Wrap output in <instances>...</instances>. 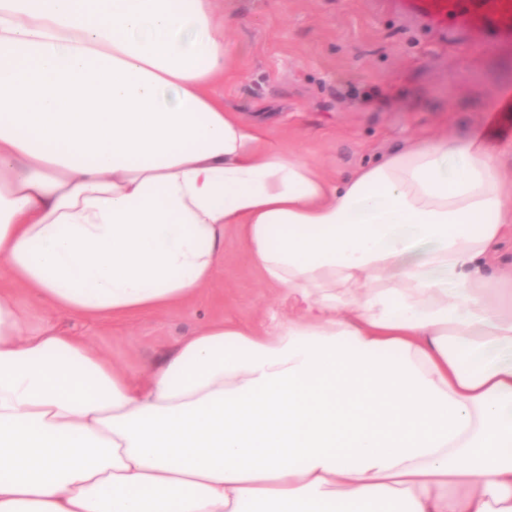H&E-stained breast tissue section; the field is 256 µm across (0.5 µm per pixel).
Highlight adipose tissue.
Wrapping results in <instances>:
<instances>
[{"mask_svg": "<svg viewBox=\"0 0 512 512\" xmlns=\"http://www.w3.org/2000/svg\"><path fill=\"white\" fill-rule=\"evenodd\" d=\"M215 0H0V269L89 320L238 227L295 313L141 382L0 289V512H512V184L481 129L338 180L220 92Z\"/></svg>", "mask_w": 512, "mask_h": 512, "instance_id": "obj_1", "label": "adipose tissue"}]
</instances>
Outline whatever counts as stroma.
Masks as SVG:
<instances>
[{
    "label": "stroma",
    "mask_w": 512,
    "mask_h": 512,
    "mask_svg": "<svg viewBox=\"0 0 512 512\" xmlns=\"http://www.w3.org/2000/svg\"><path fill=\"white\" fill-rule=\"evenodd\" d=\"M217 13L235 52L224 104L262 125L275 148L344 178L404 147L489 126L512 182V39L451 40L381 0H218ZM7 287L29 330L51 323L84 337L134 380L208 323L259 329L294 309L287 290L247 261L234 226L213 280L179 308L88 321L39 304L0 272Z\"/></svg>",
    "instance_id": "obj_1"
}]
</instances>
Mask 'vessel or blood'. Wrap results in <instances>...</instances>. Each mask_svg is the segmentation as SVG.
<instances>
[{
	"label": "vessel or blood",
	"instance_id": "b4317fda",
	"mask_svg": "<svg viewBox=\"0 0 512 512\" xmlns=\"http://www.w3.org/2000/svg\"><path fill=\"white\" fill-rule=\"evenodd\" d=\"M401 13L442 31L490 40L512 33V0H493L489 10L467 8L460 0H394Z\"/></svg>",
	"mask_w": 512,
	"mask_h": 512
}]
</instances>
